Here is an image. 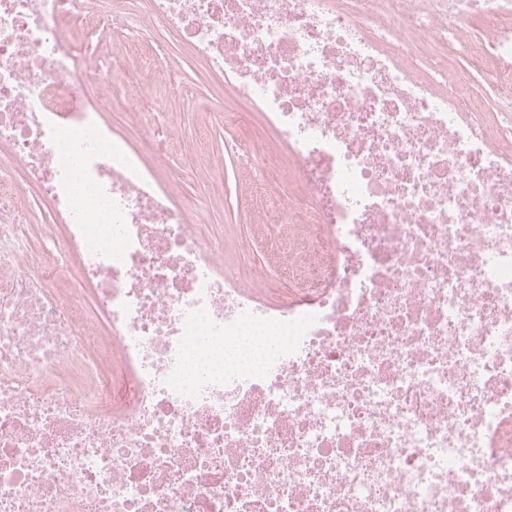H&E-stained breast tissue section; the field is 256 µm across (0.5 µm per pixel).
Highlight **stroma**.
Returning a JSON list of instances; mask_svg holds the SVG:
<instances>
[{
  "label": "stroma",
  "mask_w": 512,
  "mask_h": 512,
  "mask_svg": "<svg viewBox=\"0 0 512 512\" xmlns=\"http://www.w3.org/2000/svg\"><path fill=\"white\" fill-rule=\"evenodd\" d=\"M149 45L176 84L170 87L146 74L151 95L140 130L127 128L117 115L112 130L134 146L149 137L169 139L168 166L183 173L176 201L189 223L205 225L209 243L223 248L225 265H232L233 241L251 239L254 224L261 221L252 208L249 184L263 175L271 159L288 162V148L247 102L225 95L206 65L161 27H154ZM228 113L246 116L251 124L259 145L251 162L241 159L235 128L224 121Z\"/></svg>",
  "instance_id": "stroma-1"
}]
</instances>
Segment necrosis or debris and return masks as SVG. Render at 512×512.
Returning <instances> with one entry per match:
<instances>
[{"label":"necrosis or debris","mask_w":512,"mask_h":512,"mask_svg":"<svg viewBox=\"0 0 512 512\" xmlns=\"http://www.w3.org/2000/svg\"><path fill=\"white\" fill-rule=\"evenodd\" d=\"M157 23L288 148L281 288L71 46ZM0 147V512H512V0H0ZM24 225L36 243L46 240V232L51 223L48 221L45 206L33 204L29 221ZM268 346L265 336H255L251 332H247L246 336H241L236 348L224 352V360H230L239 356H248L253 360H257Z\"/></svg>","instance_id":"obj_1"}]
</instances>
